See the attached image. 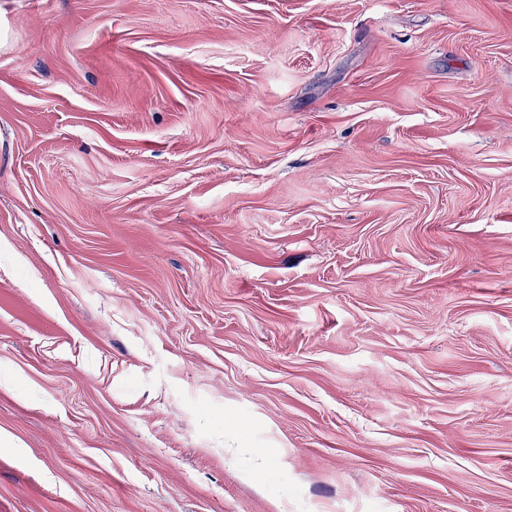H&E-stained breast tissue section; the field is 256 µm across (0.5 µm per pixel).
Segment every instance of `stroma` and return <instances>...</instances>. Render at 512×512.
I'll return each mask as SVG.
<instances>
[{
	"label": "stroma",
	"mask_w": 512,
	"mask_h": 512,
	"mask_svg": "<svg viewBox=\"0 0 512 512\" xmlns=\"http://www.w3.org/2000/svg\"><path fill=\"white\" fill-rule=\"evenodd\" d=\"M0 512H512V0H0Z\"/></svg>",
	"instance_id": "1"
}]
</instances>
